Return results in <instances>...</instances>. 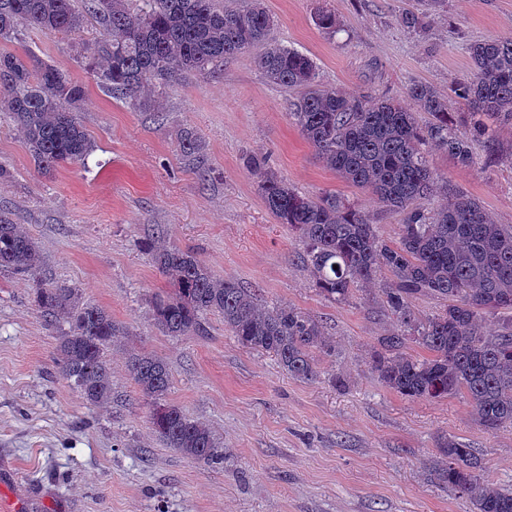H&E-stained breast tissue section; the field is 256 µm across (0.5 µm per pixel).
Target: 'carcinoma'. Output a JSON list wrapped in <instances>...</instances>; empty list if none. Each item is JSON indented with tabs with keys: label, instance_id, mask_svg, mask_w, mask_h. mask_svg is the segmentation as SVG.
Segmentation results:
<instances>
[{
	"label": "carcinoma",
	"instance_id": "carcinoma-1",
	"mask_svg": "<svg viewBox=\"0 0 512 512\" xmlns=\"http://www.w3.org/2000/svg\"><path fill=\"white\" fill-rule=\"evenodd\" d=\"M447 8V0H419L401 18L407 30L425 31ZM95 22L103 38L82 43L81 59L112 95L133 109L152 107L151 94L186 72L215 69L228 58L250 53L271 84L297 92L288 119L323 165L345 182L370 192L402 216L398 241L389 244L369 215L348 199L324 191L297 192L271 169L266 157L247 154L243 166L258 184L268 210L298 233L297 259L315 286L334 302L382 276L384 304L397 328L382 339L372 368L389 389L409 399L468 396L477 421L488 429L512 425V318L490 334L485 315L512 311V225L495 224L480 202L460 188L446 203L429 207L439 177L426 146L434 145L463 167L476 162V146L501 153L498 129L512 124V41L489 39L469 48V74L444 93L415 83L411 110L390 99L374 102L321 84L314 60L275 43L262 0L229 10L218 0H0V41L15 42L27 30L75 35ZM85 87L66 71L32 53L0 51V112L22 134L38 168L87 160L94 145L79 121ZM427 114L419 122L417 113ZM185 160L205 168L206 143L191 129L180 132ZM172 292L151 303L152 320L171 337L204 332L203 317L217 314L244 347L273 354L294 379L320 376L313 352L328 348L324 324L285 304L264 306L255 291L224 279L194 252L162 240L144 244ZM43 254L20 224L0 221V271L29 277L34 302L57 330L63 377L92 407L112 399V377L104 351L122 328L105 309L81 300L67 282L40 279ZM417 295L448 300L425 319L410 307ZM413 340L430 352L404 351ZM127 366L141 396L153 405V434L167 448L203 463L224 460L220 439L176 405L163 404L171 385L167 364L133 353ZM446 462L436 469L448 489L470 498L475 512H512V488L485 476L479 452L448 438Z\"/></svg>",
	"mask_w": 512,
	"mask_h": 512
}]
</instances>
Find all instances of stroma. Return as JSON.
Returning <instances> with one entry per match:
<instances>
[{
	"label": "stroma",
	"mask_w": 512,
	"mask_h": 512,
	"mask_svg": "<svg viewBox=\"0 0 512 512\" xmlns=\"http://www.w3.org/2000/svg\"><path fill=\"white\" fill-rule=\"evenodd\" d=\"M263 3L273 39L311 56L324 86L405 107L413 82L445 90L463 79L470 44L512 39V0H448L420 35L400 24L412 0ZM322 11L335 13V32L318 27ZM102 35L94 23L77 37L25 33L23 48L84 85L79 115L95 149L86 165L40 170L0 114V218L39 243L43 281L74 284L124 328L105 351L112 403L86 405L60 373L57 334L33 303L31 281L0 272V468L20 476L16 487L0 479V498L23 492L29 512H473L435 474L451 436L482 454L490 481L512 487V426L484 429L462 394L428 401L385 388L371 356L395 323L378 285L345 303L321 296L297 261V234L277 223L244 169L245 154L268 155L297 191H334L397 241L398 215L326 169L289 121L294 91L267 82L245 53L183 74L165 86L160 111L140 112L80 62L79 41ZM186 127L207 144L209 177L179 152ZM428 156L495 223L512 225V155L471 168L433 147ZM158 235L256 290L262 304L322 321L332 347L315 355L320 377L291 378L272 354L240 345L217 315H206L202 334L163 335L150 301L170 283L141 248ZM133 348L168 364V402L213 428L223 463L200 464L156 440L152 406L127 369Z\"/></svg>",
	"instance_id": "1"
}]
</instances>
